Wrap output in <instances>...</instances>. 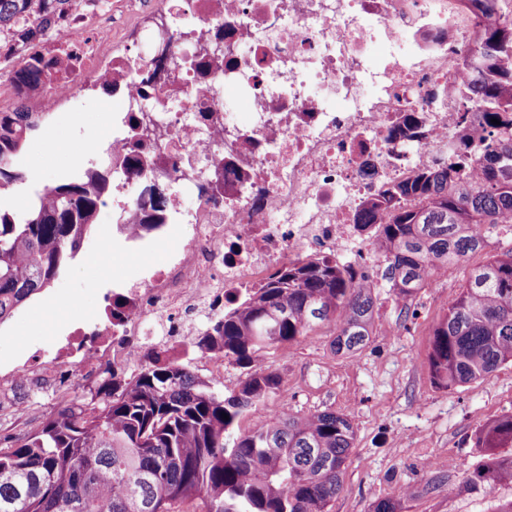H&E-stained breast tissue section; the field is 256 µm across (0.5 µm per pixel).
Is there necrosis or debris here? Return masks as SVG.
Here are the masks:
<instances>
[{"instance_id": "necrosis-or-debris-1", "label": "necrosis or debris", "mask_w": 512, "mask_h": 512, "mask_svg": "<svg viewBox=\"0 0 512 512\" xmlns=\"http://www.w3.org/2000/svg\"><path fill=\"white\" fill-rule=\"evenodd\" d=\"M145 12L141 0H70L45 36L0 52V112L39 60L54 66L30 111L120 91L103 212L145 251L142 190L164 182L163 230L180 239L163 266L102 294L103 317L57 353L1 375L0 405L26 380H54L70 398L57 381L68 360L90 378L139 365L147 344L189 349L202 318L307 251L379 262L358 248L366 200L486 131L458 101L459 57L484 21L473 0H155L151 22ZM138 140L148 151L136 162Z\"/></svg>"}]
</instances>
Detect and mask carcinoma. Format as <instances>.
<instances>
[{
	"mask_svg": "<svg viewBox=\"0 0 512 512\" xmlns=\"http://www.w3.org/2000/svg\"><path fill=\"white\" fill-rule=\"evenodd\" d=\"M67 2L0 0V32L27 41L34 32L18 28L23 16L55 15ZM477 2L489 17L465 59L474 78L462 100L483 113L488 140H456L355 220L390 258L387 279L405 302L428 269L484 251L498 225L512 222V0ZM38 128L22 108L0 112V188L23 180L16 160ZM475 159L483 183L448 189V175L464 176ZM111 188L107 169L93 163L34 191L21 223L0 206V324L67 270ZM375 304L368 281L323 257L269 274L194 341L243 369L237 388L219 392L189 364L151 353L129 383L104 381L95 399L63 402L33 431L3 437L0 512H330L356 439L350 418L327 408L280 411L249 429L241 422L284 388L266 359L326 325L334 327L333 351H359L373 335ZM511 363L512 249L469 271L433 330L429 368L449 389ZM477 445L511 448L512 413L483 426ZM468 480L512 483V456L489 455Z\"/></svg>",
	"mask_w": 512,
	"mask_h": 512,
	"instance_id": "cac0c4a2",
	"label": "carcinoma"
}]
</instances>
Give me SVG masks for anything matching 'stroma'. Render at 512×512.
<instances>
[{"mask_svg": "<svg viewBox=\"0 0 512 512\" xmlns=\"http://www.w3.org/2000/svg\"><path fill=\"white\" fill-rule=\"evenodd\" d=\"M117 106L112 98L87 97L74 111L43 120L17 159L23 181L0 195L17 220L27 217L30 193L90 165L83 147L111 131ZM177 246V234L159 235L150 250L136 253L113 236L111 225H100L52 286L0 325V373L50 351L54 340L100 313L104 289L163 265ZM484 259L473 255L467 266L450 268L437 287L423 286L411 304L413 317L404 315L384 266L367 270L378 300L373 335L359 352L334 353L333 329L325 326L271 356L286 387L249 413L242 428L265 423L284 403L298 414L334 409L356 428L344 489L331 512H373L378 499L393 500L400 512H493L498 502L512 500V484L488 491L467 479L485 454L476 445L478 430L512 413V365L452 389L436 387L428 369L432 330L459 295L468 266ZM17 401V409L0 413V434L32 430L57 406L49 394L31 399L21 393Z\"/></svg>", "mask_w": 512, "mask_h": 512, "instance_id": "stroma-1", "label": "stroma"}]
</instances>
